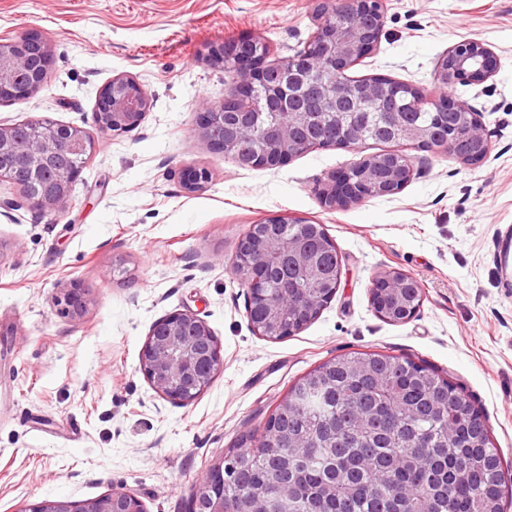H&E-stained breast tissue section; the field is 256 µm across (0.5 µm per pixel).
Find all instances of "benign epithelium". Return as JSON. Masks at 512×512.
Returning <instances> with one entry per match:
<instances>
[{
  "label": "benign epithelium",
  "instance_id": "7a95c632",
  "mask_svg": "<svg viewBox=\"0 0 512 512\" xmlns=\"http://www.w3.org/2000/svg\"><path fill=\"white\" fill-rule=\"evenodd\" d=\"M316 29L311 48L301 56L283 59L275 72L266 63L264 42L254 39L220 42L207 54L211 65H233L234 96L216 105L198 102L199 132L210 149L231 157L241 167L277 168L290 158L314 147H356L367 117L378 112L387 128L402 141L423 148H442L466 165L485 161L490 142L480 112L452 96L427 101L411 84L383 75L354 79L347 71L374 52L384 25L381 0H314ZM51 63V49L41 32L29 30L0 42V103L22 101L44 83ZM499 70V60L486 43L475 38L454 42L441 59L437 81L444 87L456 82L481 85ZM404 99L413 109L457 116L465 148L407 117L397 106ZM150 108L147 93L125 74L112 77L100 91L94 112L101 135L128 132L140 125ZM319 112H333V126L317 130L316 137L301 133L312 127ZM96 141L79 127L52 122H34L29 128L0 125V181L11 182L15 174L38 177L35 192L22 191L26 204L45 216L58 215L70 194L79 168L59 172L65 160L89 156ZM412 176L408 158L384 153L337 172L321 195L329 208H344L365 199L401 191ZM204 168L182 170V187L192 193L209 182ZM308 220L288 215L266 219L238 243L232 273L252 297L267 268L283 267L323 274L317 253L292 238L275 232L279 224H306ZM342 269L326 277L332 288L321 301L310 300L294 319L301 330L335 298ZM370 304L382 319L402 323L419 310L423 293L412 276L387 271L376 276L370 288ZM62 313L81 319L88 305L85 290L74 284L58 300ZM288 305L277 300L266 305L262 319L251 324L256 335L277 340L288 335ZM221 347L208 323L185 310L166 314L153 322L140 353V371L151 388L173 404L187 405L196 399L223 368ZM224 465L205 471L198 479L193 502L203 501L208 512H224ZM17 512H146L133 493H112L80 502L44 500L23 506Z\"/></svg>",
  "mask_w": 512,
  "mask_h": 512
}]
</instances>
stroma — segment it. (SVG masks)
<instances>
[{"label": "stroma", "mask_w": 512, "mask_h": 512, "mask_svg": "<svg viewBox=\"0 0 512 512\" xmlns=\"http://www.w3.org/2000/svg\"><path fill=\"white\" fill-rule=\"evenodd\" d=\"M382 5L379 48L351 76L385 75L430 96L449 46L484 41L498 73L452 92L482 112L490 156L467 166L397 144L414 168L406 186L333 210L319 194L330 176L386 146L317 148L248 168L197 134L199 100L223 102L234 86L207 63L209 46L254 37L275 57L293 55L315 29L313 0H0V40L36 29L53 54L38 92L0 104V125L47 119L100 140L59 216L0 184V512L121 489L147 512H189L202 472L263 428L300 377L351 352L409 358L447 379L483 415L512 473V278L500 257L512 239V0ZM120 73L151 106L138 128L103 138L96 96ZM188 166L210 174L193 193L180 181ZM281 214L324 226L342 276L314 320L269 340L252 332L231 265L251 225ZM385 271L423 288L407 322L370 304ZM74 283L88 299L78 320L57 304ZM184 309L208 323L224 366L180 406L151 389L139 357L152 323Z\"/></svg>", "instance_id": "obj_1"}]
</instances>
